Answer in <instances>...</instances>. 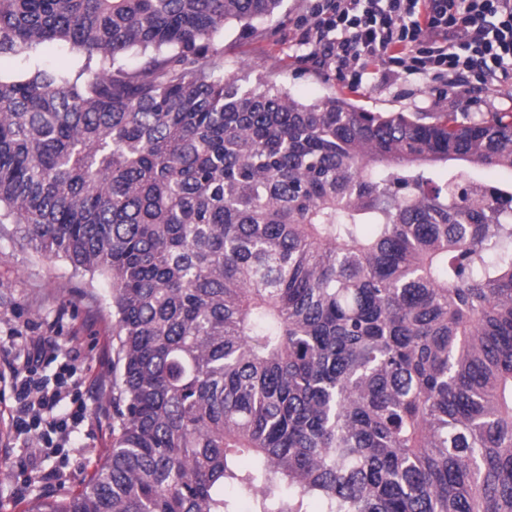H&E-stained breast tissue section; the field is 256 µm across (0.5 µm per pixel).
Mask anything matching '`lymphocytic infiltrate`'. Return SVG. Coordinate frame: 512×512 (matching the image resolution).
<instances>
[{
    "label": "lymphocytic infiltrate",
    "instance_id": "1",
    "mask_svg": "<svg viewBox=\"0 0 512 512\" xmlns=\"http://www.w3.org/2000/svg\"><path fill=\"white\" fill-rule=\"evenodd\" d=\"M311 14L305 41L313 59L336 64L352 85L362 83L369 61L399 67L424 84L444 75L488 84L512 66V0H314ZM48 351L78 357L75 347L57 340L25 338L10 373L12 425L36 452L67 441L91 418L84 402L62 415L74 371L65 366L53 377L39 376Z\"/></svg>",
    "mask_w": 512,
    "mask_h": 512
}]
</instances>
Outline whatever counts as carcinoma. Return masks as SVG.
<instances>
[{"label":"carcinoma","mask_w":512,"mask_h":512,"mask_svg":"<svg viewBox=\"0 0 512 512\" xmlns=\"http://www.w3.org/2000/svg\"><path fill=\"white\" fill-rule=\"evenodd\" d=\"M281 3L0 0V223L115 315L109 459L33 512H512V113L224 78ZM38 54L42 63L52 68L73 66L78 60L75 53L71 52L67 46L61 44L44 45L40 48Z\"/></svg>","instance_id":"1"}]
</instances>
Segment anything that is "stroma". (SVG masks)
Returning <instances> with one entry per match:
<instances>
[{"label":"stroma","mask_w":512,"mask_h":512,"mask_svg":"<svg viewBox=\"0 0 512 512\" xmlns=\"http://www.w3.org/2000/svg\"><path fill=\"white\" fill-rule=\"evenodd\" d=\"M311 21L309 0H283L263 21L260 35L245 36L239 24H226L221 35L225 77L262 90L270 86L303 103L343 94L369 112H468L476 117L512 112V75L488 86L465 78L451 85L438 81L421 86L383 66L363 86H350L335 68L320 67L310 59L303 32ZM107 292L102 278L74 271L64 259L36 253L18 226L9 225L7 234L0 236V336L18 330L63 344L75 341L79 359L70 363L58 357L44 373L50 376L60 365L71 364L83 383L84 397L108 410L114 318ZM13 403L10 390L0 386V512H30L36 500L78 493L111 451V416L79 425L69 443L43 449L34 459L12 430ZM46 471L56 472L53 483L42 480Z\"/></svg>","instance_id":"1"}]
</instances>
